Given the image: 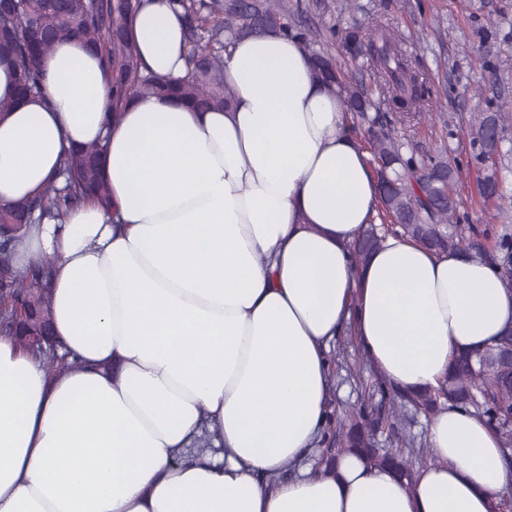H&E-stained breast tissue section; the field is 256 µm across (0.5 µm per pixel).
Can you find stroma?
<instances>
[{
    "mask_svg": "<svg viewBox=\"0 0 512 512\" xmlns=\"http://www.w3.org/2000/svg\"><path fill=\"white\" fill-rule=\"evenodd\" d=\"M353 14L364 20L386 15L405 38L412 63L429 74L434 91L433 119L415 139L428 153L447 149L461 169L456 187L461 223L496 235L512 233V0H351ZM501 112L507 132L496 159L505 196L485 203L476 188L478 163L466 126L487 109ZM343 326L330 344L334 380L332 407L358 405L375 394L381 379L363 355L345 353L351 339Z\"/></svg>",
    "mask_w": 512,
    "mask_h": 512,
    "instance_id": "obj_1",
    "label": "stroma"
}]
</instances>
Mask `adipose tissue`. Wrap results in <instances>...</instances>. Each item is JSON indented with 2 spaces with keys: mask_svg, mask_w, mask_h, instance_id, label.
Listing matches in <instances>:
<instances>
[{
  "mask_svg": "<svg viewBox=\"0 0 512 512\" xmlns=\"http://www.w3.org/2000/svg\"><path fill=\"white\" fill-rule=\"evenodd\" d=\"M128 36L150 71L184 75L171 0H145ZM41 70L42 94L0 113V205L92 143L111 205L33 220L16 244V266L52 270L65 368L0 336V512H496L512 467L452 404L413 486L354 454L313 469L344 323L409 395L512 326V287L475 253L400 233L354 260L376 178L297 39L236 40L223 109L142 95L113 111L102 57L79 40Z\"/></svg>",
  "mask_w": 512,
  "mask_h": 512,
  "instance_id": "1",
  "label": "adipose tissue"
}]
</instances>
